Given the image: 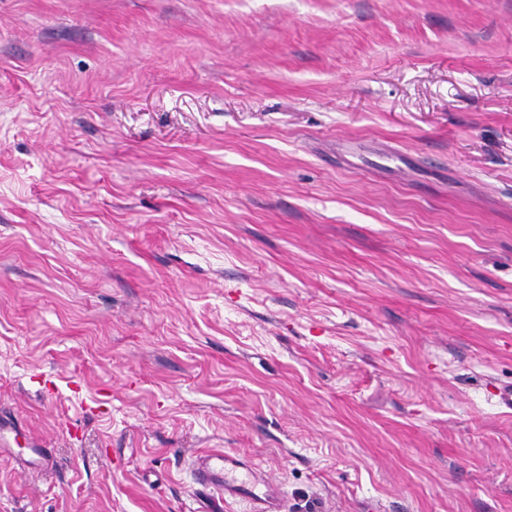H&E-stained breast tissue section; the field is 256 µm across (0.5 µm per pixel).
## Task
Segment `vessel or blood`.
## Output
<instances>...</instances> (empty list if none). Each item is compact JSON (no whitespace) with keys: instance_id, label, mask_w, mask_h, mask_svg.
Returning a JSON list of instances; mask_svg holds the SVG:
<instances>
[{"instance_id":"b4317fda","label":"vessel or blood","mask_w":512,"mask_h":512,"mask_svg":"<svg viewBox=\"0 0 512 512\" xmlns=\"http://www.w3.org/2000/svg\"><path fill=\"white\" fill-rule=\"evenodd\" d=\"M193 482L201 493L196 512H212L216 503L245 500L251 512H284L283 497L276 487H268L263 495L252 488L262 480L259 469L235 453L204 450L192 457Z\"/></svg>"}]
</instances>
